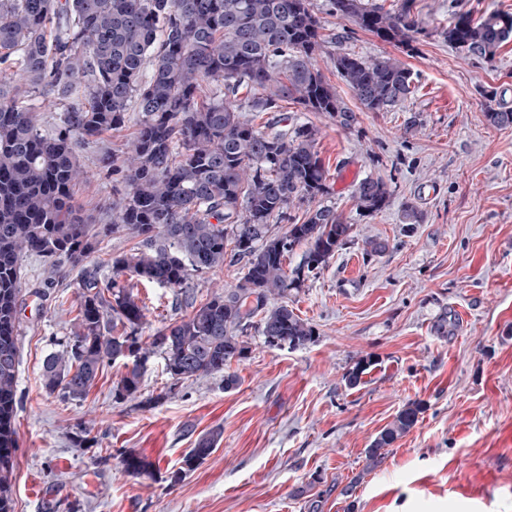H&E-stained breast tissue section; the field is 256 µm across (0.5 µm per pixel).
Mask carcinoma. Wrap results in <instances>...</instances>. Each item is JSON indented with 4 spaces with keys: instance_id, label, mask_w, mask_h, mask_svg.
<instances>
[{
    "instance_id": "carcinoma-1",
    "label": "carcinoma",
    "mask_w": 512,
    "mask_h": 512,
    "mask_svg": "<svg viewBox=\"0 0 512 512\" xmlns=\"http://www.w3.org/2000/svg\"><path fill=\"white\" fill-rule=\"evenodd\" d=\"M329 10L382 41L408 47L424 31L414 0L387 9L377 0H328ZM466 55L494 63L512 38V13L458 10L440 31ZM326 43L311 0H0V512H14L19 259L35 255L79 266L100 236L138 239L111 259L112 277L83 272L77 326L63 349L43 362L45 391L82 400L103 370L124 359L114 389L119 401L141 396L145 364L160 355L177 382L224 374L245 357L255 331L272 346L298 348L316 330L288 305V295L318 275L350 242L352 225L331 206L329 174L311 123L261 128L243 115L275 112L288 100L344 128L353 110L323 77L316 56ZM336 72L366 112H389L415 91L411 72L389 56L332 58ZM251 91L237 102L241 87ZM38 94L64 107L58 129H42ZM135 105L137 129L121 164L101 159L124 183L112 197V223L94 229L77 212L73 192L88 171L77 149L125 123ZM487 121L512 125V108L488 107ZM392 192L381 178L355 185L369 215ZM306 206L303 217L291 214ZM285 222V232L273 226ZM305 247L288 275L286 258ZM241 265L238 284L196 304L188 281L224 262ZM174 290L186 317L141 341L145 306L127 279ZM421 403H407L366 450L376 464L417 423ZM221 439H197L170 477L194 470ZM125 471L153 476L152 465L121 453Z\"/></svg>"
}]
</instances>
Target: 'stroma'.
<instances>
[{
  "label": "stroma",
  "instance_id": "stroma-1",
  "mask_svg": "<svg viewBox=\"0 0 512 512\" xmlns=\"http://www.w3.org/2000/svg\"><path fill=\"white\" fill-rule=\"evenodd\" d=\"M313 3L327 39L318 65L357 118L345 129L291 102L280 112L319 127L325 202L353 226L351 242L288 297L314 342L279 348L251 333L230 389L220 374L172 383L156 356L142 378L150 405L115 400L119 363L84 400L66 401L45 391L43 360L75 327L83 269L111 277V258L136 241L104 238L81 267L23 257L15 512H309L314 501L320 512H383L401 492L413 512H448L455 498L512 512V126L485 117L490 93L512 106V40L488 65L439 34L455 10L512 13V0H415L426 32L408 48ZM339 52L396 58L416 93L390 112L360 111L330 61ZM134 129L126 122L79 152L89 177L75 202L95 223L112 221L113 182L98 158L122 160ZM367 177L392 190L375 215L352 198ZM409 206L422 223L407 224ZM371 239L384 251L367 254ZM133 293L145 305L143 335L187 314L172 289L137 281ZM359 362L362 381L348 387ZM410 401L423 406L417 424L369 465L366 448ZM216 430L214 451L170 482L187 449ZM126 450L152 464L153 478L124 471Z\"/></svg>",
  "mask_w": 512,
  "mask_h": 512
}]
</instances>
